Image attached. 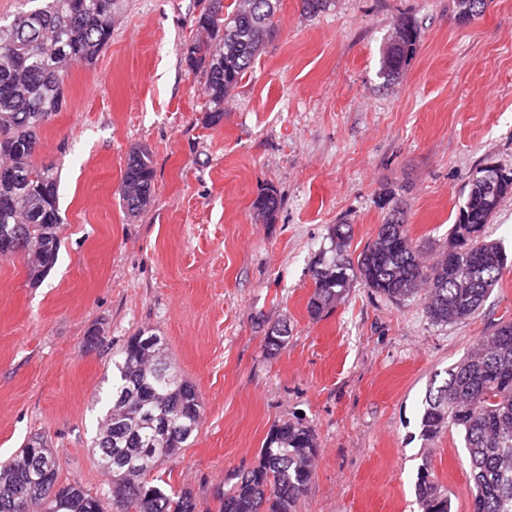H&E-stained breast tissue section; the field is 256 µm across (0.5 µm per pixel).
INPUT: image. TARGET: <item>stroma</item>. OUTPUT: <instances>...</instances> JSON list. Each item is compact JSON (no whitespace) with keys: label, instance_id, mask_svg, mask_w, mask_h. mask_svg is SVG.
Returning a JSON list of instances; mask_svg holds the SVG:
<instances>
[{"label":"stroma","instance_id":"obj_1","mask_svg":"<svg viewBox=\"0 0 512 512\" xmlns=\"http://www.w3.org/2000/svg\"><path fill=\"white\" fill-rule=\"evenodd\" d=\"M204 5L117 0L111 43L75 69L41 130L35 161L60 174L61 244L35 285L21 256L0 258V461L38 433L59 483L107 489L91 444L112 355L144 330L202 402L194 437L161 468L200 512H219L225 484L284 421L310 427L319 448L298 512H421L425 462L452 512H472L463 440H423L420 407L436 375L512 321V267L482 310L447 326L359 281L320 317L307 303L333 225H351L356 256L400 209L430 262L480 169L512 172V0L471 19L455 0H332L314 16L280 0L215 127L183 54ZM403 22L416 51L387 85L381 55ZM137 145L152 154L154 195L132 217L119 186ZM269 189L283 204L264 224L253 203ZM283 321L288 345L267 355ZM289 330L287 322L273 325L266 332L264 347L269 355H275L288 345Z\"/></svg>","mask_w":512,"mask_h":512}]
</instances>
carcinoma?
<instances>
[{
  "label": "carcinoma",
  "mask_w": 512,
  "mask_h": 512,
  "mask_svg": "<svg viewBox=\"0 0 512 512\" xmlns=\"http://www.w3.org/2000/svg\"><path fill=\"white\" fill-rule=\"evenodd\" d=\"M29 7L10 21L0 20V241L25 254L28 278L37 282L53 267L60 249L59 177L38 164L40 131L62 111L72 69L92 63L112 40L115 0H24ZM280 0H234L222 18L199 14L197 29L207 40L192 43L201 54L194 69L205 78V112L210 126L224 120V99L237 87L269 42ZM416 50V31L398 27L379 74L392 84ZM24 59L17 64L14 58ZM498 192L479 179L469 188L455 224L448 230L453 261L431 265L403 224L397 209L378 226L357 259L347 254L352 227L336 224L330 246L312 261L314 291L307 303L319 317L354 281L386 299L402 303L423 297L431 322L448 325L481 310L507 267L502 246L484 236L485 226L512 193V172L499 170ZM154 168L144 147L130 150L120 191L128 215H139L153 200ZM282 199L274 191L253 207L274 221ZM285 322L268 329L264 347L275 355L288 345ZM161 341L138 332L113 355L109 408L101 419L107 431L94 441L96 461L112 474V484L92 492L77 482L61 485L60 464L47 441L35 436L14 458L0 464V512H199L189 489L175 491L158 476L198 429L202 403L195 386L154 357ZM442 384L422 402L420 434L430 441L446 430L463 439L473 484V512H512V322L501 323L480 347L445 371ZM318 446L313 431L285 421L273 426L249 470L224 489L219 512H295L307 493ZM422 512H451V499L422 464L415 484Z\"/></svg>",
  "instance_id": "obj_1"
}]
</instances>
